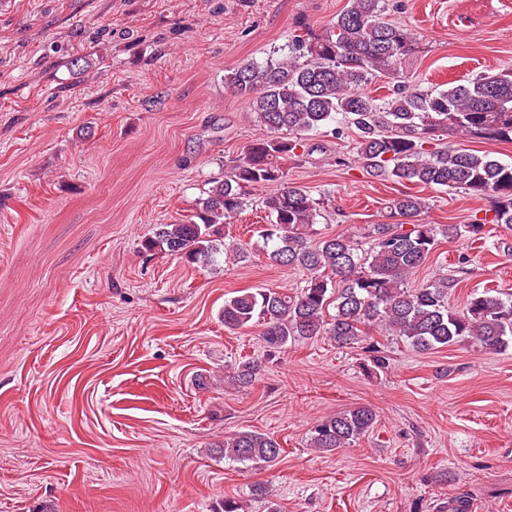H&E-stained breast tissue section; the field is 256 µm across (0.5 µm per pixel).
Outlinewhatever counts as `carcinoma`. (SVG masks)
<instances>
[{"label": "carcinoma", "instance_id": "1", "mask_svg": "<svg viewBox=\"0 0 512 512\" xmlns=\"http://www.w3.org/2000/svg\"><path fill=\"white\" fill-rule=\"evenodd\" d=\"M382 0H349L326 31L295 34L288 53L263 62H241L224 84L246 100L262 133L233 161L225 179L214 182L194 214L161 224L141 240L146 256L167 253L194 265L215 266L228 251L241 262L244 246L227 244L231 223L257 187L270 189L262 200L269 224L258 246L277 266L307 273L295 290H240L224 300V327L238 330L259 323L266 352L276 353L300 339L328 336L340 346L358 343L382 330L406 340L419 352L471 339L485 350L512 347V294L474 293L457 308L450 303L457 279L442 276L413 286L438 238L454 239L459 224H418L422 198L403 194L391 209L402 224H372L369 247L343 235L314 242L310 231L320 203L311 191L288 181L285 162L301 158L303 136L322 127L350 125L359 131L356 157L371 175L421 186L461 189L475 198L494 196L491 222L512 224V164L488 153L444 148L429 152L430 135L446 129L512 141V69L476 77L443 90L402 91L382 105L364 92L375 77L400 76L418 49L414 34L382 19ZM334 313H329V308ZM263 361L240 362L232 379L241 386L257 381ZM377 421L366 404L326 416L311 429L310 446L333 453L364 437ZM222 457L269 469L284 449L272 436L239 431L216 444Z\"/></svg>", "mask_w": 512, "mask_h": 512}]
</instances>
